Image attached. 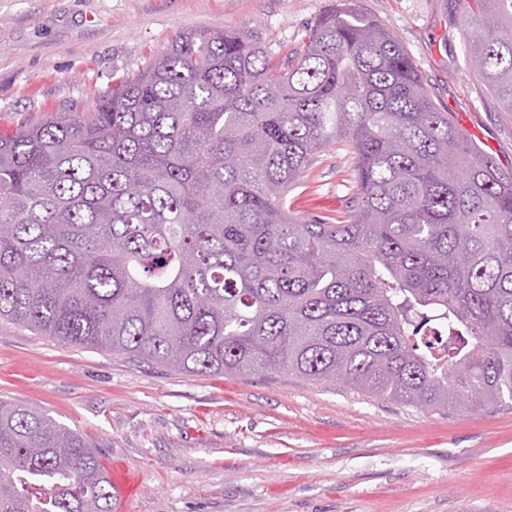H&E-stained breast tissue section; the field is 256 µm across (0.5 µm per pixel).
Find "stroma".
<instances>
[{
    "label": "stroma",
    "instance_id": "stroma-1",
    "mask_svg": "<svg viewBox=\"0 0 512 512\" xmlns=\"http://www.w3.org/2000/svg\"><path fill=\"white\" fill-rule=\"evenodd\" d=\"M329 0H0V132L93 108L179 32L242 29L283 57ZM436 106L512 172V112L465 68L462 0H359ZM351 149L289 193L333 217ZM0 400L44 410L139 480L127 512H512V406L435 410L288 373L190 374L0 321Z\"/></svg>",
    "mask_w": 512,
    "mask_h": 512
}]
</instances>
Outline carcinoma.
<instances>
[{
    "instance_id": "cac0c4a2",
    "label": "carcinoma",
    "mask_w": 512,
    "mask_h": 512,
    "mask_svg": "<svg viewBox=\"0 0 512 512\" xmlns=\"http://www.w3.org/2000/svg\"><path fill=\"white\" fill-rule=\"evenodd\" d=\"M466 3L469 69L512 112V0ZM334 145L356 205L294 215ZM0 319L186 373L511 404L512 175L357 0L283 60L183 31L90 111L0 135ZM0 512H112V482L76 432L0 401Z\"/></svg>"
}]
</instances>
